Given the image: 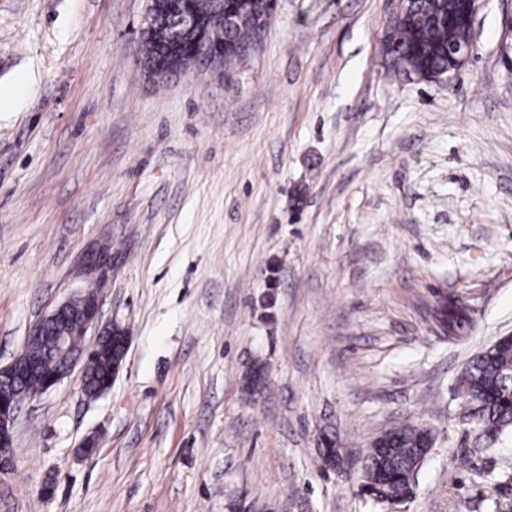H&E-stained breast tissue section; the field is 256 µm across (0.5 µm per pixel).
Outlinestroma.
I'll return each instance as SVG.
<instances>
[{
  "mask_svg": "<svg viewBox=\"0 0 512 512\" xmlns=\"http://www.w3.org/2000/svg\"><path fill=\"white\" fill-rule=\"evenodd\" d=\"M146 7L0 0V365L102 246L129 336L102 397L23 403L0 512H512V432L458 389L512 334V0L436 81L382 54L396 0H277L223 77L151 83ZM404 424L433 444L399 501L321 461ZM468 307L462 301L447 297L436 310L435 318L451 337H464L470 329Z\"/></svg>",
  "mask_w": 512,
  "mask_h": 512,
  "instance_id": "stroma-1",
  "label": "stroma"
}]
</instances>
